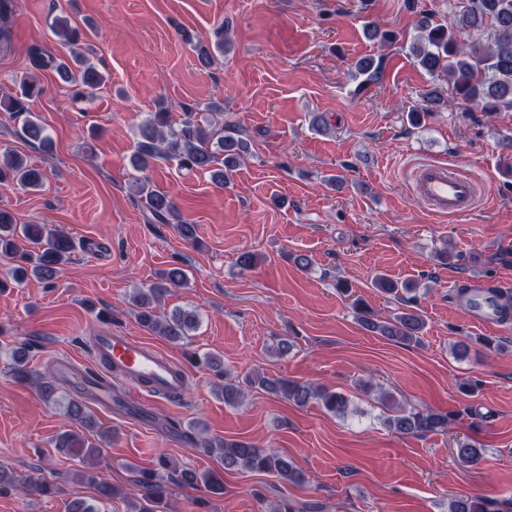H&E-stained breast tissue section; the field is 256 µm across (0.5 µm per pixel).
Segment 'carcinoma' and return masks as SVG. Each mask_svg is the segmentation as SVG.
<instances>
[{
	"instance_id": "obj_1",
	"label": "carcinoma",
	"mask_w": 512,
	"mask_h": 512,
	"mask_svg": "<svg viewBox=\"0 0 512 512\" xmlns=\"http://www.w3.org/2000/svg\"><path fill=\"white\" fill-rule=\"evenodd\" d=\"M419 29L421 35L411 45L412 55L417 64L430 74L441 72L448 77L454 98L489 114L512 112V0H466L462 9L446 22L434 19L429 13L422 15ZM56 32L63 34L65 41L73 46L69 55L56 56L42 47L33 46L28 50L27 69L56 72L62 82L70 85L73 99L77 101L91 96L102 82V75L82 52L75 49L81 42V33L62 19L57 21ZM40 93L37 83L25 77L18 89L0 97V109L13 118L26 115L21 128L22 137L46 148L49 139L44 135V127L29 116L31 101ZM140 136L141 141L132 157L135 167L146 169L152 160L166 157L189 172L210 173L218 184L224 183L228 172L240 164L248 148L247 139L241 136L236 125L225 123L217 130L210 120L200 121L197 113L189 110L183 112V117L175 124L167 107L150 114ZM45 180L46 173L41 168L17 153L0 164V184L15 183L26 189L38 190L44 186ZM138 193L149 212L148 223L176 224L183 237H194V226L181 220L176 204L167 195L149 191L143 186ZM73 250V240L64 231L46 233L41 224H18L9 211L0 208V259L13 263V282L20 284L30 277L53 281ZM184 281V271L172 268L160 281L133 295L132 300L140 308L137 318L143 327L170 341L189 337V332L195 330L199 323L196 312L178 310L161 320L154 310L155 303L161 301L170 288ZM372 287L384 295H407L404 302L408 306L392 317L382 318L357 298L351 308L360 326L402 345L420 343L426 321L420 311L411 306L412 299L408 298L416 292V285L399 283L379 275L372 282ZM10 374L18 381L33 378L27 348L13 351ZM249 384L280 394L297 406L315 400L334 414L346 413L349 406V399L344 394L322 386L265 376L254 377ZM220 390L224 402L229 405L240 402L244 396V390L237 382L224 381ZM65 416L83 428L95 424L85 404L78 398L68 401ZM453 422L452 413L416 408L399 409L388 419L389 427L403 435L446 433ZM105 440L102 435L100 441L92 442L74 431H65L56 443L58 452L87 463L91 471L81 474V477L102 497L120 493L119 488L92 471L101 452V442ZM208 448L225 467L262 471L286 482L301 481L288 459L271 448H259L247 441L219 439L208 443ZM457 455L470 464L479 463L483 457L482 449L468 441L457 443ZM162 465L173 483L182 486L202 484L216 495L224 491L222 479L214 471L198 473L173 468L165 459ZM161 478L162 475L151 473L138 480L139 502L135 505V512H158L165 493ZM1 486H12L40 496H51L58 491V486L45 477L21 479L4 465H0ZM448 512H512V501L460 496L450 500Z\"/></svg>"
}]
</instances>
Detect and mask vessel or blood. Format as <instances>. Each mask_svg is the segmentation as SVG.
I'll return each mask as SVG.
<instances>
[{"instance_id":"vessel-or-blood-1","label":"vessel or blood","mask_w":512,"mask_h":512,"mask_svg":"<svg viewBox=\"0 0 512 512\" xmlns=\"http://www.w3.org/2000/svg\"><path fill=\"white\" fill-rule=\"evenodd\" d=\"M412 178L417 197L433 214L462 215L471 210L476 185L454 166L421 163L413 169ZM468 309L479 326L492 328L501 324L494 296L487 287L472 288ZM95 354L113 366L133 389L145 392L148 400L174 398L184 389L183 371L168 356L132 336L104 332L96 342Z\"/></svg>"}]
</instances>
